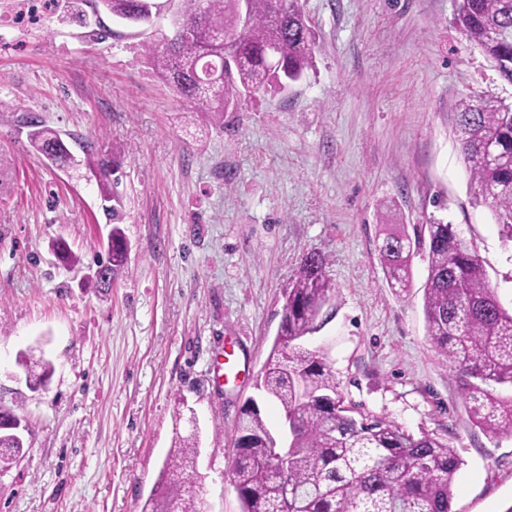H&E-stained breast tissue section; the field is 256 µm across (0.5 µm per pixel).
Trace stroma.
<instances>
[{
  "label": "stroma",
  "instance_id": "1",
  "mask_svg": "<svg viewBox=\"0 0 512 512\" xmlns=\"http://www.w3.org/2000/svg\"><path fill=\"white\" fill-rule=\"evenodd\" d=\"M313 63L282 93L243 98L223 127L151 72L140 44L171 16L132 25L84 4L0 0V403L30 423L0 466V512H141L175 435H199L201 512H241L235 428L302 256L335 287L302 345L354 416L457 448L452 512L512 506V436L475 427L423 315L427 256L389 288L388 224L458 227L512 304V242L477 192L455 133L460 101H512L454 22V0H299ZM58 131L73 160L30 145ZM91 143L92 154L82 150ZM119 167L128 262L95 279L112 222L88 156ZM65 242L76 264L62 262ZM233 345L241 375L213 366ZM51 363L30 389L22 354ZM185 404L194 420L173 418Z\"/></svg>",
  "mask_w": 512,
  "mask_h": 512
}]
</instances>
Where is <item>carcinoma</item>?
Segmentation results:
<instances>
[{"label": "carcinoma", "mask_w": 512, "mask_h": 512, "mask_svg": "<svg viewBox=\"0 0 512 512\" xmlns=\"http://www.w3.org/2000/svg\"><path fill=\"white\" fill-rule=\"evenodd\" d=\"M456 25L473 46L512 84V0H456ZM112 15L158 16L162 0H99ZM248 0L249 21L241 22L240 0H179L173 31L152 32L143 44L153 72L194 112L224 126V112L243 96L285 91L312 65L311 25L297 0ZM229 38L231 62L224 54L202 53V34ZM456 133L464 162L477 185L479 201L512 241V104L487 98L480 105L459 104ZM37 151L52 163L72 154L54 130L37 125L29 133ZM101 195L112 202L107 263L98 279L115 274L128 260L129 246L118 222L122 195L118 169L97 161ZM427 253L428 276L423 313L428 336L455 372L465 410L474 426L491 437L512 435V396L495 385L512 387V309L489 284L482 261L453 224L436 222L414 236L387 230L379 244L389 287H410L411 262ZM327 259L317 252L301 258L282 290L279 336L261 371L265 397L295 422L291 447H273V431L261 411H246L238 428L236 491L241 512H452L455 477L462 465L456 449L430 433L416 436L380 418L357 419L343 405L336 379L326 364L297 341L317 328L332 297ZM19 363L29 385L42 387L51 364L40 360L35 374L26 355ZM0 418V462L24 448L22 435ZM198 438L176 436L142 512H199L193 483ZM287 460V484L279 462Z\"/></svg>", "instance_id": "1"}]
</instances>
